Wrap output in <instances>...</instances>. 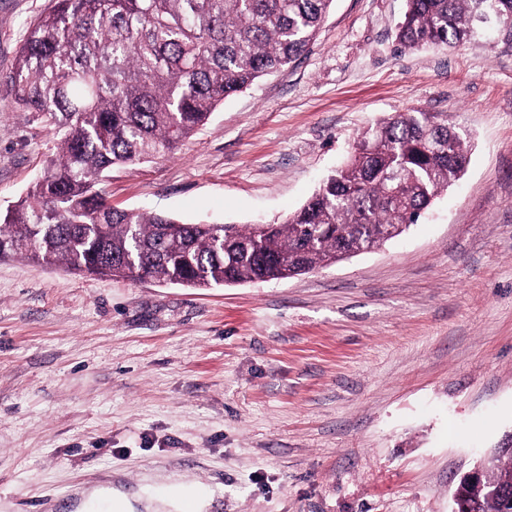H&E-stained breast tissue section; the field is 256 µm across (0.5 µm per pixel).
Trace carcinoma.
Instances as JSON below:
<instances>
[{"label":"carcinoma","mask_w":512,"mask_h":512,"mask_svg":"<svg viewBox=\"0 0 512 512\" xmlns=\"http://www.w3.org/2000/svg\"><path fill=\"white\" fill-rule=\"evenodd\" d=\"M333 0H56L31 23L10 83L15 103L57 132L56 153L0 211V258L71 271L212 288L305 274L338 250L377 247V229L419 222L458 181L469 142L448 116L396 112L364 132L308 202L262 229H215L113 207L114 167L174 154L224 99L302 56ZM397 39L457 47L512 29V0H406ZM490 479L512 486V453ZM469 512H507L492 487L466 486Z\"/></svg>","instance_id":"carcinoma-1"}]
</instances>
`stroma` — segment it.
I'll return each mask as SVG.
<instances>
[{
  "instance_id": "1",
  "label": "stroma",
  "mask_w": 512,
  "mask_h": 512,
  "mask_svg": "<svg viewBox=\"0 0 512 512\" xmlns=\"http://www.w3.org/2000/svg\"><path fill=\"white\" fill-rule=\"evenodd\" d=\"M52 0H0V208L56 135L7 82ZM405 0H334L300 59L174 155L113 169L114 207L273 223L378 120L444 112L462 179L401 236L290 279L197 289L0 260V512H84L157 476L207 512H450L512 432V44L401 48Z\"/></svg>"
}]
</instances>
